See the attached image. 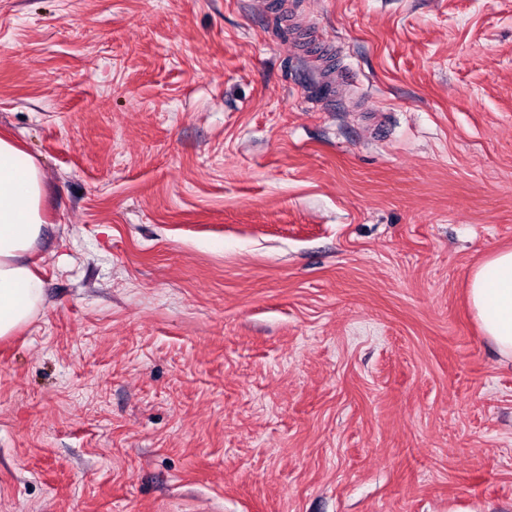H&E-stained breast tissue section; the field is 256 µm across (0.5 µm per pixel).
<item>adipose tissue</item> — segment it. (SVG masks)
Returning a JSON list of instances; mask_svg holds the SVG:
<instances>
[{"label": "adipose tissue", "mask_w": 512, "mask_h": 512, "mask_svg": "<svg viewBox=\"0 0 512 512\" xmlns=\"http://www.w3.org/2000/svg\"><path fill=\"white\" fill-rule=\"evenodd\" d=\"M44 195L35 159L0 136V338L28 323L43 304L29 253L46 223ZM468 301L483 335L512 360V247L495 250L474 269Z\"/></svg>", "instance_id": "ef3b65f1"}]
</instances>
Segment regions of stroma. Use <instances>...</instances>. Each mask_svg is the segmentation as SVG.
<instances>
[{
    "label": "stroma",
    "instance_id": "35a3bbf8",
    "mask_svg": "<svg viewBox=\"0 0 512 512\" xmlns=\"http://www.w3.org/2000/svg\"><path fill=\"white\" fill-rule=\"evenodd\" d=\"M0 133V512H512V0H0ZM44 184L35 159L0 136V338L28 323L43 304L29 252L46 224ZM468 301L483 335L512 360V247L495 250L474 269Z\"/></svg>",
    "mask_w": 512,
    "mask_h": 512
}]
</instances>
